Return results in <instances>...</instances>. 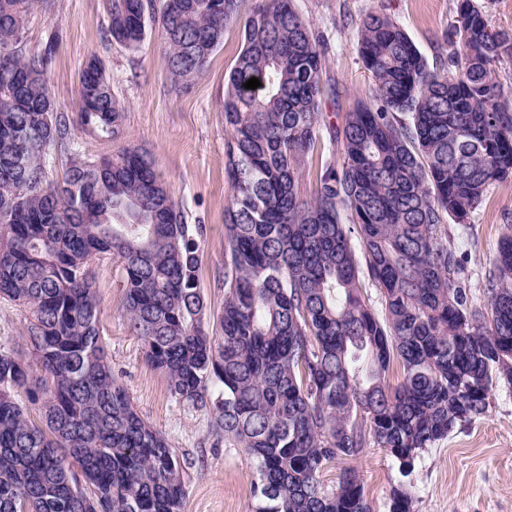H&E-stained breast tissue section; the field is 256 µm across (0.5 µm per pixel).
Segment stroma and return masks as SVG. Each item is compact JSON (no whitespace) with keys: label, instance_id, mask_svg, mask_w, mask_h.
<instances>
[{"label":"stroma","instance_id":"1","mask_svg":"<svg viewBox=\"0 0 512 512\" xmlns=\"http://www.w3.org/2000/svg\"><path fill=\"white\" fill-rule=\"evenodd\" d=\"M311 27L330 44L326 72L341 92L324 104L341 121L357 101L369 100L372 80L356 44L363 18L387 15L410 36L429 64L448 61L456 47L458 0H294ZM104 0H51L48 10L26 21V47L37 50L48 31L63 43L53 64L52 92L61 111H71L79 73L100 57L112 77V92L124 108L123 135L116 141L75 128L83 152L101 156L132 145L147 152L181 204L187 223L201 224L199 285L207 303L206 323L224 305V209L230 195L225 177L224 77L241 49V28L230 26L207 71L183 89L165 68L157 31L139 50L103 40ZM512 225V180L489 186L467 226L448 225L458 248L474 306L486 302V277L499 240ZM91 272L100 302V331L112 373L129 393L140 417L167 437L183 467L182 512H255L253 470L240 448L218 444L212 411L187 405L169 391L164 376L145 360L140 341L123 315L125 293L119 263L97 257ZM355 469L373 512H389L394 488L412 498V512H512V386L493 384L484 416L458 424L444 440L419 451L410 474L385 449L368 447L353 459L325 464L321 480L336 487L345 468Z\"/></svg>","mask_w":512,"mask_h":512}]
</instances>
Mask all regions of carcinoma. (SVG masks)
Returning <instances> with one entry per match:
<instances>
[{"mask_svg": "<svg viewBox=\"0 0 512 512\" xmlns=\"http://www.w3.org/2000/svg\"><path fill=\"white\" fill-rule=\"evenodd\" d=\"M105 0L104 38L130 50L159 23L176 85L203 74L242 23L225 76L231 187L224 213V306L205 326V225L185 222L152 161L127 146L82 152L50 74L62 36L23 51L46 0H0V299L28 313L26 352L0 346V512H181L182 465L112 374L90 271L121 264L124 316L180 402L208 407L215 436L244 449L255 512H371L358 472L336 488L323 466L384 448L404 469L457 424L483 416L493 383L512 385V233L471 305L445 231L488 187L512 179V106L493 64L512 35L460 0L454 71L432 67L390 17L363 21L357 53L372 102L334 123L327 46L294 0ZM261 86L247 89L251 78ZM73 111L112 141L123 107L96 56ZM64 149L49 179L50 148ZM320 157L313 195L302 166ZM375 288L377 310L364 295ZM398 365L397 385L388 381ZM44 372L39 398L32 371ZM393 490L389 512H412Z\"/></svg>", "mask_w": 512, "mask_h": 512, "instance_id": "cac0c4a2", "label": "carcinoma"}]
</instances>
